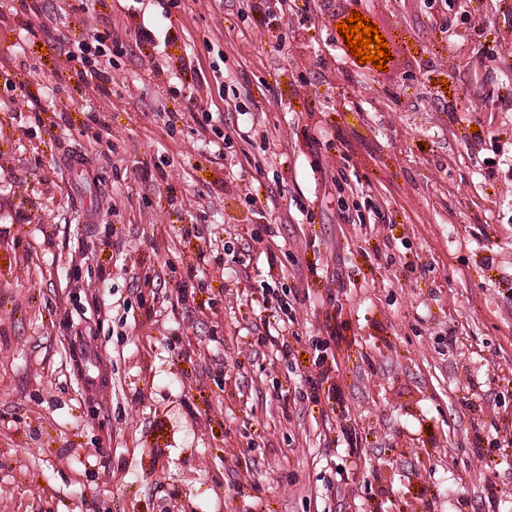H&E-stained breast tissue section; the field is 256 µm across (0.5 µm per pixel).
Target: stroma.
<instances>
[{
  "label": "stroma",
  "instance_id": "stroma-1",
  "mask_svg": "<svg viewBox=\"0 0 512 512\" xmlns=\"http://www.w3.org/2000/svg\"><path fill=\"white\" fill-rule=\"evenodd\" d=\"M76 2L0 0V512H512V0Z\"/></svg>",
  "mask_w": 512,
  "mask_h": 512
}]
</instances>
